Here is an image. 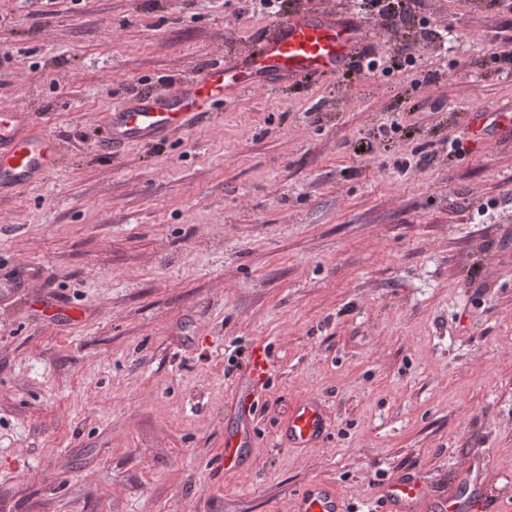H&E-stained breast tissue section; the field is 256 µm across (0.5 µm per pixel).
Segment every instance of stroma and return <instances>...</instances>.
<instances>
[{"label": "stroma", "mask_w": 512, "mask_h": 512, "mask_svg": "<svg viewBox=\"0 0 512 512\" xmlns=\"http://www.w3.org/2000/svg\"><path fill=\"white\" fill-rule=\"evenodd\" d=\"M351 6L0 0V110L61 144L43 182L0 198V512H294L314 484L380 512L401 475L442 512L483 457L482 512H512V137L467 122L512 106L493 58L512 14L366 16L370 48L414 64L276 78L176 136L102 148L112 105ZM243 382L251 439L227 468ZM307 397L326 434L288 447Z\"/></svg>", "instance_id": "1"}]
</instances>
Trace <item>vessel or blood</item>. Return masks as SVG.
Masks as SVG:
<instances>
[{
    "mask_svg": "<svg viewBox=\"0 0 512 512\" xmlns=\"http://www.w3.org/2000/svg\"><path fill=\"white\" fill-rule=\"evenodd\" d=\"M365 37L346 12H298L270 27L258 46L234 69L212 66L197 80L177 85L166 94L139 96L108 114L104 145L116 151L130 143L169 138L189 129L201 114L256 87L263 78L317 80L333 76L353 60ZM60 159V144L48 132L24 138L15 132L13 113H0V195L31 185L52 172ZM326 420L316 400L293 407L282 437L292 448H306L323 437ZM428 494L416 479L398 477L386 489L394 512H418ZM298 512H343L337 494L320 485L299 496Z\"/></svg>",
    "mask_w": 512,
    "mask_h": 512,
    "instance_id": "vessel-or-blood-1",
    "label": "vessel or blood"
}]
</instances>
